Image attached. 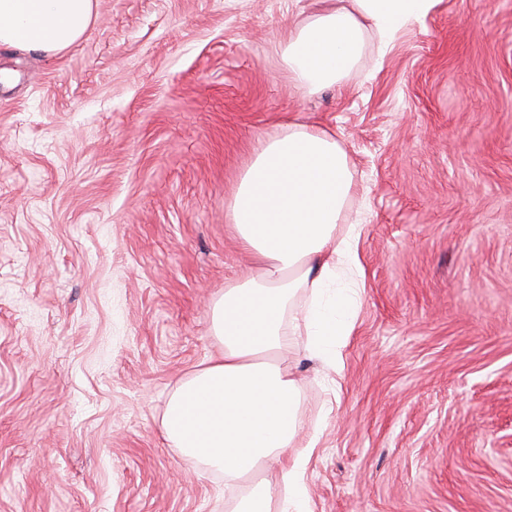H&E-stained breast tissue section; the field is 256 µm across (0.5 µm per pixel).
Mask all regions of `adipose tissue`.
<instances>
[{"label": "adipose tissue", "instance_id": "ef3b65f1", "mask_svg": "<svg viewBox=\"0 0 512 512\" xmlns=\"http://www.w3.org/2000/svg\"><path fill=\"white\" fill-rule=\"evenodd\" d=\"M434 0H346L289 30L283 59L292 80L312 91L332 86L358 60L365 28L390 35L420 21ZM95 0H0V45L54 56L94 19ZM353 190L335 138L289 125L256 155L229 204L231 227L254 260V276L231 282L213 305L221 358L184 380L170 396L166 441L210 472L250 480L234 512H309L304 481L321 433L299 439L300 381L280 362L285 324L306 336V352L342 371L343 349L360 304L358 244L363 225L340 230ZM309 294L299 308L298 291ZM304 431V430H303ZM288 460L274 493L256 473Z\"/></svg>", "mask_w": 512, "mask_h": 512}]
</instances>
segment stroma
Returning <instances> with one entry per match:
<instances>
[{"label": "stroma", "instance_id": "35a3bbf8", "mask_svg": "<svg viewBox=\"0 0 512 512\" xmlns=\"http://www.w3.org/2000/svg\"><path fill=\"white\" fill-rule=\"evenodd\" d=\"M316 8L95 0L59 55L0 47V512H231L160 421L222 351L229 202L292 122L336 137L365 227L342 373L284 330L311 512H512V0L366 30L312 93L282 52Z\"/></svg>", "mask_w": 512, "mask_h": 512}]
</instances>
